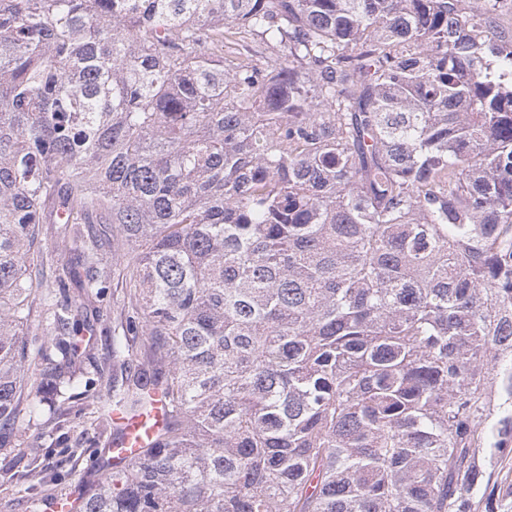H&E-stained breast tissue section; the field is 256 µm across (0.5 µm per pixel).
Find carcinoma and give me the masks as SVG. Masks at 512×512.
<instances>
[{
  "label": "carcinoma",
  "mask_w": 512,
  "mask_h": 512,
  "mask_svg": "<svg viewBox=\"0 0 512 512\" xmlns=\"http://www.w3.org/2000/svg\"><path fill=\"white\" fill-rule=\"evenodd\" d=\"M499 2L0 0V447L69 415L116 282L92 414L159 391L167 419L119 471L96 450L80 512H500ZM49 222L73 257H44Z\"/></svg>",
  "instance_id": "carcinoma-1"
}]
</instances>
